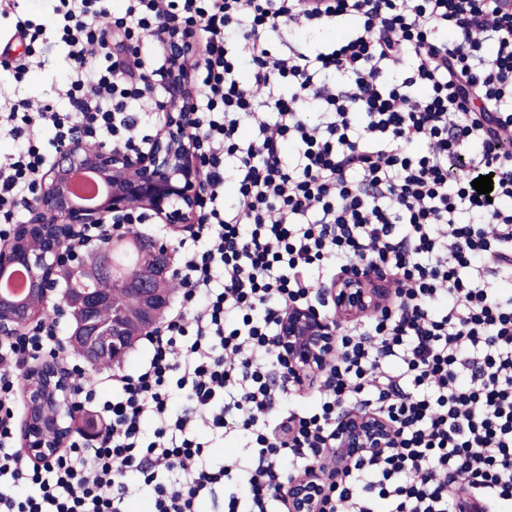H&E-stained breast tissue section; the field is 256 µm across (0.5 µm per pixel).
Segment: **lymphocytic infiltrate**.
Masks as SVG:
<instances>
[{
	"mask_svg": "<svg viewBox=\"0 0 512 512\" xmlns=\"http://www.w3.org/2000/svg\"><path fill=\"white\" fill-rule=\"evenodd\" d=\"M41 20L0 0L26 39L0 61L15 79L36 45L62 42L67 111L43 101L0 103L17 149L0 164V237L33 194L50 149L85 140L139 152L135 103L159 95L170 21L205 43L193 66L191 125L205 193L191 242H179V309L148 337L131 374L89 387L84 406L106 428L55 459L27 465L13 446L24 359L54 353L53 327L0 346V512H124L128 474L155 512H288V479L321 465L323 512H512V9L502 0H40ZM358 20L355 35L319 51L273 52L294 25ZM249 70L253 81L242 84ZM396 72L390 84L386 73ZM323 106L319 123L303 108ZM255 130L242 140V125ZM53 130L50 143L37 135ZM297 149L294 162L284 143ZM425 144L412 153L413 143ZM456 175H449V167ZM492 176L490 195L472 183ZM236 197L224 201V184ZM384 270L391 311L341 330L335 365L308 412L278 416L291 385L273 345L292 305L320 298L312 271L360 263ZM351 403L393 423L392 447L343 471L323 466L336 411ZM251 434L248 464L212 468L196 436Z\"/></svg>",
	"mask_w": 512,
	"mask_h": 512,
	"instance_id": "1",
	"label": "lymphocytic infiltrate"
}]
</instances>
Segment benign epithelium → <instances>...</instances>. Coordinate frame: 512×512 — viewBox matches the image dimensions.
Instances as JSON below:
<instances>
[{
    "label": "benign epithelium",
    "instance_id": "7a95c632",
    "mask_svg": "<svg viewBox=\"0 0 512 512\" xmlns=\"http://www.w3.org/2000/svg\"><path fill=\"white\" fill-rule=\"evenodd\" d=\"M171 60L165 88V116L147 150L132 156L110 147H90L80 136L55 154L37 182L34 197L25 202L31 222L16 225L0 243V277L16 266L27 272L21 297L0 295V343L8 342L43 319L30 298L45 303L59 300L72 317L71 332L61 341L65 350L96 365L102 352L121 349L128 336H149L169 307L166 283L177 275L167 243L150 241L159 256L155 268L135 281L124 280L143 305L146 317L135 321L111 292L93 287L94 278L112 275L104 261L94 270L82 264L77 251L65 244L87 224H110L112 217L130 210L152 213L174 227L193 222L200 201V167L188 144L195 93L182 60L198 54L195 38L175 33L167 38ZM96 173L104 191L93 204L72 193V176L82 170ZM334 315L315 307L294 305L278 321L275 347L288 362L294 386L300 388L336 356V335L343 324L382 314L390 307L386 280L367 268L342 273L327 288ZM108 307L112 319L103 324L100 311ZM70 379L49 356L29 365L24 376V412L20 452L46 462L66 447L72 436L71 415L77 409ZM395 438L390 421L374 411H347L336 418V468L341 469L390 447ZM324 489L312 475L288 482V512H322Z\"/></svg>",
    "mask_w": 512,
    "mask_h": 512
}]
</instances>
